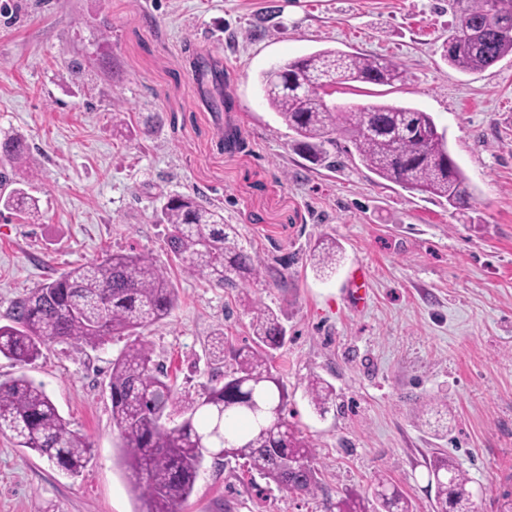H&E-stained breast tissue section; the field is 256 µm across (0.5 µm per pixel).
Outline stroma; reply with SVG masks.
<instances>
[{"mask_svg":"<svg viewBox=\"0 0 512 512\" xmlns=\"http://www.w3.org/2000/svg\"><path fill=\"white\" fill-rule=\"evenodd\" d=\"M17 2L0 13V139L25 137L31 166L10 177L39 217L0 206V323L48 278L148 253L178 304L142 336L176 392L197 390L214 329L236 347L252 330L240 291L188 273L166 245L164 204L194 196L260 266L250 293L286 329L272 366L320 487L292 494L209 458L184 512H327L350 491L371 498L380 474L433 512L427 464L439 450L467 472L477 512H512V55L480 73L448 67V0ZM324 48L401 65L405 82L332 100L431 113L475 189L466 216L380 179L343 135L325 164L295 150L258 77ZM199 57L223 71L231 110L213 108ZM229 125L242 149H225ZM325 238L341 260L320 273L310 254ZM128 342H53L23 369L0 356V379L23 371L43 384L94 448L73 477L0 434V512H134L108 388ZM313 376L335 390L322 410L306 393Z\"/></svg>","mask_w":512,"mask_h":512,"instance_id":"35a3bbf8","label":"stroma"}]
</instances>
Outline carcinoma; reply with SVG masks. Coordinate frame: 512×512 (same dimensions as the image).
<instances>
[{
    "label": "carcinoma",
    "instance_id": "obj_1",
    "mask_svg": "<svg viewBox=\"0 0 512 512\" xmlns=\"http://www.w3.org/2000/svg\"><path fill=\"white\" fill-rule=\"evenodd\" d=\"M460 5L463 19L456 24H464L466 34L443 43L441 58L449 66L479 72L512 54V0H448L455 16ZM403 73L390 59L323 49L262 72L260 87L268 106L294 133L295 149L312 161H322L325 146L342 134L361 164L379 178L443 199L462 215L470 209L473 189L429 113L326 100L338 83L392 85ZM0 156L10 167H21L28 145L20 135H9L0 142ZM0 204L29 215L37 211V201L20 189ZM161 221L167 224L170 251L187 272L219 288L245 292L259 282L258 265L239 248L236 232L219 211L190 195H174ZM339 253L334 241L317 244L314 266L319 271L335 266ZM177 302L176 289L152 256L134 250L112 253L32 289L16 304L10 323L0 325V355L26 366L50 342L97 348L109 336L134 337L111 362L109 388L112 425L132 492L141 502L138 512H181L208 457L244 459L250 470L281 489L315 494L314 445L288 421V392L270 365L286 340L279 317L247 299L252 344L229 346L224 329L217 328L210 355L224 367L223 380L179 396L166 368L153 361L147 341L137 337V330L168 317ZM306 390L320 410L333 397V388L318 378L309 379ZM6 432L18 447L71 476L91 460L88 437L70 429L43 385L24 373L0 380V434ZM428 474L437 488L434 512H475L470 480L447 452L429 461ZM373 496V512H414L411 499L385 478L377 479ZM330 509L366 512L354 496Z\"/></svg>",
    "mask_w": 512,
    "mask_h": 512
}]
</instances>
